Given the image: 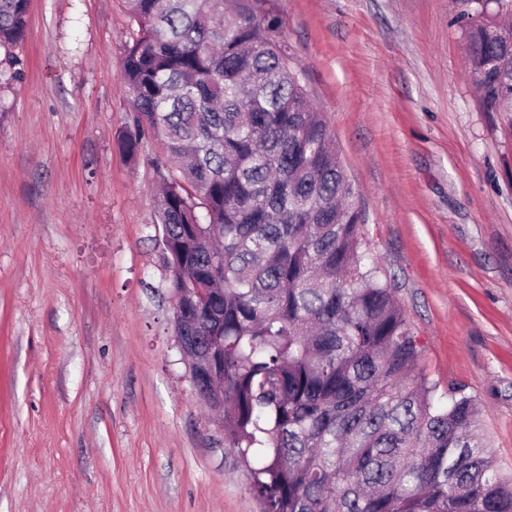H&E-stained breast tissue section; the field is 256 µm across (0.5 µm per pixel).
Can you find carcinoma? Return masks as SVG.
Returning <instances> with one entry per match:
<instances>
[{
  "label": "carcinoma",
  "mask_w": 512,
  "mask_h": 512,
  "mask_svg": "<svg viewBox=\"0 0 512 512\" xmlns=\"http://www.w3.org/2000/svg\"><path fill=\"white\" fill-rule=\"evenodd\" d=\"M269 2L127 0L134 112L118 145L159 178L173 335L216 351L207 402L264 512H512L475 399L450 387L439 402L418 368ZM28 7L0 0L14 65ZM466 55L485 110L512 112V28L469 26Z\"/></svg>",
  "instance_id": "obj_1"
}]
</instances>
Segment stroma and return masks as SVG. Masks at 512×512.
Wrapping results in <instances>:
<instances>
[{
  "mask_svg": "<svg viewBox=\"0 0 512 512\" xmlns=\"http://www.w3.org/2000/svg\"><path fill=\"white\" fill-rule=\"evenodd\" d=\"M440 387L512 471V115L465 58L474 0H271ZM124 0H30L0 57V512H262L172 334Z\"/></svg>",
  "mask_w": 512,
  "mask_h": 512,
  "instance_id": "obj_1",
  "label": "stroma"
}]
</instances>
